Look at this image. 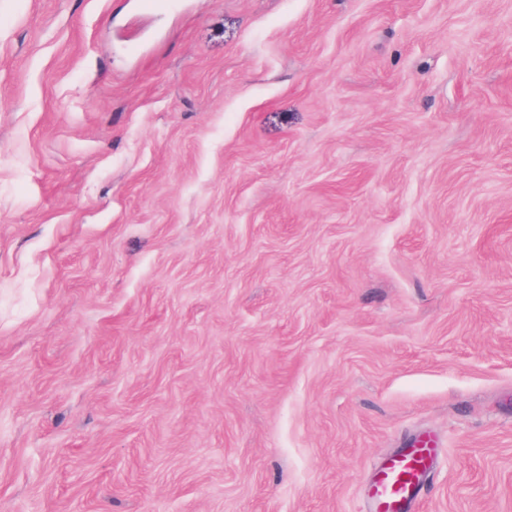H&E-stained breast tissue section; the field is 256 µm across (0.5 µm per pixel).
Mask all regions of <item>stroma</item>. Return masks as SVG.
I'll return each instance as SVG.
<instances>
[{
	"label": "stroma",
	"instance_id": "35a3bbf8",
	"mask_svg": "<svg viewBox=\"0 0 512 512\" xmlns=\"http://www.w3.org/2000/svg\"><path fill=\"white\" fill-rule=\"evenodd\" d=\"M0 0V512H512V0ZM432 445L417 439L379 470L372 487L376 512H412L432 456Z\"/></svg>",
	"mask_w": 512,
	"mask_h": 512
}]
</instances>
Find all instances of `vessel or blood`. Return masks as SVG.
Masks as SVG:
<instances>
[{"label":"vessel or blood","instance_id":"obj_1","mask_svg":"<svg viewBox=\"0 0 512 512\" xmlns=\"http://www.w3.org/2000/svg\"><path fill=\"white\" fill-rule=\"evenodd\" d=\"M431 456L429 440L420 438L381 467L372 487L377 512H412Z\"/></svg>","mask_w":512,"mask_h":512}]
</instances>
